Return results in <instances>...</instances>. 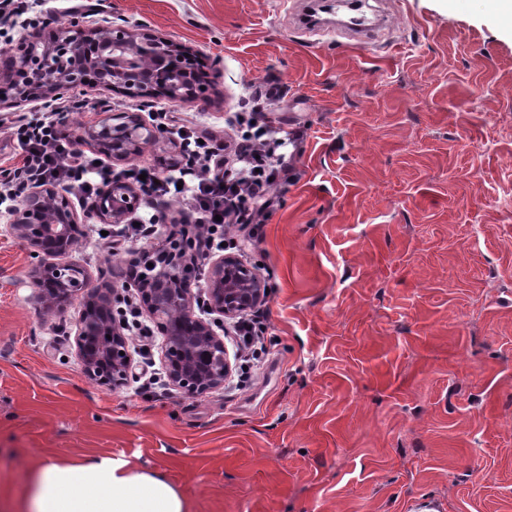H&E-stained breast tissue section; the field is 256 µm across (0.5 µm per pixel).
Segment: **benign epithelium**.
Instances as JSON below:
<instances>
[{
	"mask_svg": "<svg viewBox=\"0 0 512 512\" xmlns=\"http://www.w3.org/2000/svg\"><path fill=\"white\" fill-rule=\"evenodd\" d=\"M7 54L13 64L0 69V105L45 99L88 83L149 98L155 90L147 81L158 76L178 78L190 71L192 63L182 46L151 33L137 37L114 24L89 31L64 28L48 41L36 31L19 39ZM157 138L158 131L136 120L126 128L105 123L88 126L79 141L92 142L106 152L128 140L135 153ZM130 192L123 181L111 183L99 193L92 212L113 224L122 223L129 213ZM74 223L61 192L33 188L16 210L13 226L22 242L45 253L65 255L78 240L71 232ZM156 251L160 263L140 291L149 317L167 329L164 359L169 380L187 396L207 393L224 385L232 370L228 350L209 323L195 314L191 284L198 268L194 257L175 243ZM227 263V259L216 262L208 279L211 311L230 317L264 301L265 288L253 272L244 280H225ZM33 284L40 288L39 298L47 310L81 301L76 347L84 373L114 387L123 384L132 353L120 328L107 321L112 303L120 299L115 290L94 287L86 268L77 262L47 264L35 272Z\"/></svg>",
	"mask_w": 512,
	"mask_h": 512,
	"instance_id": "obj_1",
	"label": "benign epithelium"
}]
</instances>
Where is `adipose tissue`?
Wrapping results in <instances>:
<instances>
[{
	"mask_svg": "<svg viewBox=\"0 0 512 512\" xmlns=\"http://www.w3.org/2000/svg\"><path fill=\"white\" fill-rule=\"evenodd\" d=\"M17 512H188L161 474L108 456L46 460L29 472Z\"/></svg>",
	"mask_w": 512,
	"mask_h": 512,
	"instance_id": "1",
	"label": "adipose tissue"
}]
</instances>
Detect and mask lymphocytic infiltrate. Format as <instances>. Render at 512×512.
<instances>
[{"instance_id":"1","label":"lymphocytic infiltrate","mask_w":512,"mask_h":512,"mask_svg":"<svg viewBox=\"0 0 512 512\" xmlns=\"http://www.w3.org/2000/svg\"><path fill=\"white\" fill-rule=\"evenodd\" d=\"M86 106L83 99L61 101L39 117H21L10 123L15 161L0 166V208L5 213H13L33 186H74L89 198L111 184V168L98 162L95 153L73 149L61 131L62 114ZM152 119L179 135L184 167L162 176L155 169L133 166L123 176L140 185L156 204L173 199L185 203L197 229L191 247L218 252L229 225L245 228L265 223L275 205L272 187L287 181L289 173L269 147L270 124L241 136L228 149L212 138H201L192 117L179 116L168 107L158 108Z\"/></svg>"}]
</instances>
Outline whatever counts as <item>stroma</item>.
<instances>
[{"instance_id": "1", "label": "stroma", "mask_w": 512, "mask_h": 512, "mask_svg": "<svg viewBox=\"0 0 512 512\" xmlns=\"http://www.w3.org/2000/svg\"><path fill=\"white\" fill-rule=\"evenodd\" d=\"M295 0H88L48 21L123 23L190 48L200 97L171 102L224 142L251 90L279 138L306 135L260 240L235 252L272 291L266 351L243 389L188 397L85 375L80 301L46 311L33 272L49 257L0 218V500L45 459L105 455L163 474L191 512H512V13L492 0H376L365 41L302 27ZM69 135L143 99L86 85ZM183 162L160 133L133 160ZM71 254L94 284L137 296L104 219L68 191Z\"/></svg>"}]
</instances>
